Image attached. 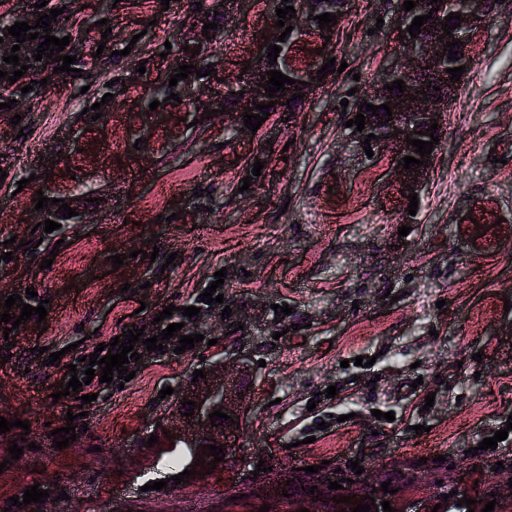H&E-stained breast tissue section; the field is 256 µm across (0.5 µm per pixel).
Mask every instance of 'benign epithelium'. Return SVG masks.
<instances>
[{"instance_id": "1", "label": "benign epithelium", "mask_w": 512, "mask_h": 512, "mask_svg": "<svg viewBox=\"0 0 512 512\" xmlns=\"http://www.w3.org/2000/svg\"><path fill=\"white\" fill-rule=\"evenodd\" d=\"M486 13V2L475 0L471 9L461 12L464 21L460 22V27L452 31L454 38L461 40L463 35L480 29L485 24ZM404 16L405 11L399 10L398 25L401 26V29L398 30V33L402 34L404 39L399 42L400 56L391 62L388 69L390 73L398 70L405 75L406 88L401 93V97L389 100V107H391L394 117L389 132L394 133V130L397 129L399 133H395L393 137L389 136L371 142V148L374 151L384 146L390 149L393 176L403 189L409 188L411 192L416 193L426 180L429 168L421 166L415 172L409 169L402 171L395 169L398 160L404 154L414 151V147L407 144L406 135L410 134V130L405 117L420 113L430 124L441 122L444 105L452 100L456 84L448 81V75L440 66L442 61L440 55L448 53L446 40L439 39V36L443 34V27L437 26L434 36L427 40H416L406 31ZM287 26L293 27V31L285 38V42L281 43V52L285 61L290 62L292 61V49L297 40L296 31L299 30L300 18L287 20L284 27L275 29V36H280ZM250 66L251 69L247 70V81L237 85L238 90L243 92V95L236 96L238 104L235 105V114L237 115L254 108L256 103L262 104L268 101L264 88L257 86V83L261 82V76L266 74V65L252 60ZM317 70L319 67L309 66L300 72L301 80L307 82V86L301 88V92L305 93L307 98L323 87V83L315 79ZM423 74L429 75L434 82L448 88L447 96L440 100L429 93L425 95L428 100H423L425 96L420 94V91L426 89V84L420 79ZM411 96L415 98V101H409ZM179 97L182 103L179 104L170 99L165 102V106L187 108L198 105L196 98L199 97V86L193 81L185 83L179 91ZM401 98L404 99L402 103L399 102ZM233 371L234 364L230 358L226 357L223 363L214 366L213 371L206 373V378H200L197 382L190 383L179 390L178 395H184L195 404L201 405V408L194 409V415L190 416L193 423L192 431L183 433L171 422L160 424V427L170 431L171 439L164 440L165 447L181 446L187 449L192 459L201 460V463L195 466L197 472L204 473L211 470L213 457L203 454V446L207 444L223 445L224 460L226 461L233 457L236 451L238 424L225 420L223 426L217 428L211 426V420L208 418V414L218 408L234 419L243 415L247 409L248 401L244 399L246 392L242 388L239 378L233 375ZM290 476V472L278 469L270 472L261 471L257 477L248 473L242 479V485L278 500L282 496L283 484ZM330 480L334 482L336 478L327 472L316 473L311 480V485L316 487L314 494H309L288 506L289 512H296L300 508H306L310 512H339L341 509L351 512L353 507L360 503V499L369 494L375 499V508L370 512H383L381 502L384 500L391 502L395 498V495L390 493L385 494L380 490L373 491V488H378L385 482L383 477L374 473L370 474L365 471L356 479L355 483L338 490L328 488ZM351 495L355 496V499L351 500L349 504L345 502L337 504L332 500L334 496L339 498Z\"/></svg>"}]
</instances>
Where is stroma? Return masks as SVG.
I'll return each instance as SVG.
<instances>
[{
	"mask_svg": "<svg viewBox=\"0 0 512 512\" xmlns=\"http://www.w3.org/2000/svg\"><path fill=\"white\" fill-rule=\"evenodd\" d=\"M197 0H82L57 16L73 41L91 51L101 19L112 28L118 63L96 62L94 78L49 77L19 125L0 111V255L11 237L39 246L0 258V303L34 288L31 306L47 301L45 331L35 319L0 337V416L29 421L11 435L30 447L0 470V512L30 485H48L47 512H251L240 477L259 460L287 468L351 460L381 471L416 475L393 503L396 512H428L437 480L484 501L512 475V434L496 449L478 444L512 416V16L473 33L472 65L442 125L416 215L389 173L390 154L361 164L351 112L374 88L398 49L397 0H350L330 44L300 37L302 65L346 60L338 74L292 116L275 112L257 132L230 130L228 119L164 111L147 119L144 91L156 71L181 64L157 55L159 44L194 40ZM274 15L268 0H242L206 47L236 85L241 62L254 56ZM143 69L109 118L85 112L106 82ZM150 144L136 148L141 132ZM262 154V177L244 186L248 162ZM73 200L82 222L46 233L37 194ZM410 229L399 237L401 226ZM63 248H56L57 240ZM155 250L156 260L133 258ZM123 255L120 269L111 256ZM174 266H166L168 255ZM53 256L49 268L43 257ZM225 271L224 303L200 295ZM138 288L122 293L123 284ZM444 308H437V301ZM196 306L186 320L203 334L193 349L174 343L148 352L138 345L135 376L124 386L98 387L88 414L75 419L82 444L56 448L74 396L52 401L67 364L85 371L83 356L112 343L126 325L142 326L166 305ZM289 306L282 315L281 306ZM231 308L223 317V308ZM60 352L43 365L37 348ZM482 352L481 361L472 353ZM235 358L248 382L249 404L237 453L195 483L147 490L161 457L141 448L176 407L164 387L189 383L220 353ZM373 366L354 365L356 356ZM349 367H342V360ZM339 386L315 409V393ZM433 407H426L427 395ZM395 414L376 419L374 410ZM425 433L414 435L415 425ZM503 469H496V462Z\"/></svg>",
	"mask_w": 512,
	"mask_h": 512,
	"instance_id": "35a3bbf8",
	"label": "stroma"
}]
</instances>
